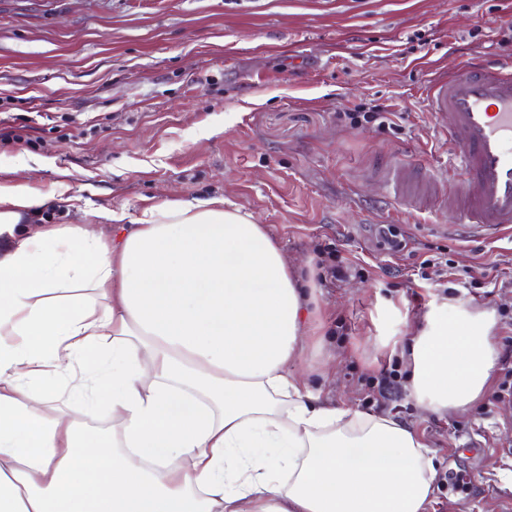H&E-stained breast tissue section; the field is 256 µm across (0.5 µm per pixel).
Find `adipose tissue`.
<instances>
[{"label":"adipose tissue","mask_w":512,"mask_h":512,"mask_svg":"<svg viewBox=\"0 0 512 512\" xmlns=\"http://www.w3.org/2000/svg\"><path fill=\"white\" fill-rule=\"evenodd\" d=\"M42 203L0 185V512H428L433 451L311 384V298L251 214L167 202L109 245L85 224L34 228ZM389 321L380 309L379 345L405 359L416 403L482 397L493 309L433 303L408 338ZM107 358L108 444L47 395L65 372L82 398Z\"/></svg>","instance_id":"ef3b65f1"}]
</instances>
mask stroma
I'll use <instances>...</instances> for the list:
<instances>
[{
	"label": "stroma",
	"instance_id": "35a3bbf8",
	"mask_svg": "<svg viewBox=\"0 0 512 512\" xmlns=\"http://www.w3.org/2000/svg\"><path fill=\"white\" fill-rule=\"evenodd\" d=\"M511 17L512 0H0V182L54 192L46 224L212 197L252 214L289 261L314 267L322 344L303 359L316 375L331 362L324 396L423 435L438 465L429 512H500L512 500V394L498 392L512 384V235L458 238L455 215L404 209L383 177L400 157L461 184L427 89L474 58L512 61ZM376 106L386 123L350 124ZM328 247L343 280L325 275ZM434 255L449 261L446 285L421 276ZM443 292L496 309L499 363L479 403L438 416L376 348V318L391 305L411 333ZM50 399L111 434L106 405L60 386Z\"/></svg>",
	"mask_w": 512,
	"mask_h": 512
}]
</instances>
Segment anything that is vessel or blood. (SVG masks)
Returning <instances> with one entry per match:
<instances>
[{
    "label": "vessel or blood",
    "instance_id": "1",
    "mask_svg": "<svg viewBox=\"0 0 512 512\" xmlns=\"http://www.w3.org/2000/svg\"><path fill=\"white\" fill-rule=\"evenodd\" d=\"M427 105L455 148L465 179L451 191L439 179L418 178L415 165H390L388 195L414 210H452L464 233L497 237L512 231V63L478 60L464 73L441 75Z\"/></svg>",
    "mask_w": 512,
    "mask_h": 512
}]
</instances>
